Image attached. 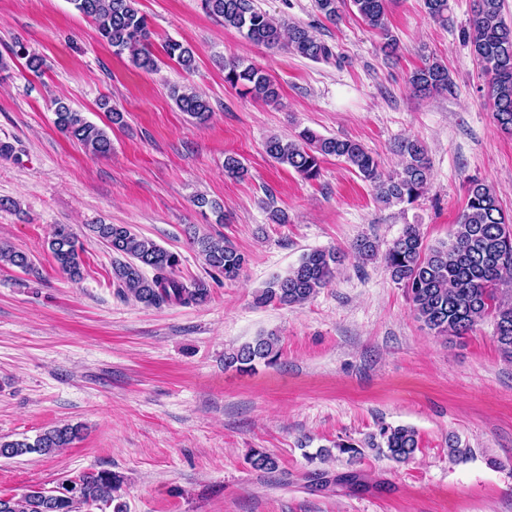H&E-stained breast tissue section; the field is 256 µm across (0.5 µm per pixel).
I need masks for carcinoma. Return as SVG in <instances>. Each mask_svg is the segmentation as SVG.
Here are the masks:
<instances>
[{"mask_svg":"<svg viewBox=\"0 0 512 512\" xmlns=\"http://www.w3.org/2000/svg\"><path fill=\"white\" fill-rule=\"evenodd\" d=\"M207 14L236 29L249 43L267 48H285L313 61H327L332 49L309 28L286 23L257 9L252 0H200ZM389 0H315L317 11L334 23L347 5H352L368 27L385 36L384 48L394 54L399 44L389 34L386 16ZM504 0H474L470 28L464 41L490 80V96L497 125L512 134V24L503 16ZM82 15L94 20L100 38L116 55H127L131 63L145 72H155L160 59L152 51L150 23L137 8V0H70ZM428 15L442 26L448 25L449 0H424ZM166 56L183 69L195 67L191 48L178 41L165 43ZM224 82L266 102L278 100L273 81L259 68L239 57L224 59ZM408 83L412 90L430 94L447 92L452 87L448 67L428 59L415 70ZM177 108L202 124L209 120L211 107L193 88H171ZM56 126L70 140L81 144L96 156L112 153L108 132L88 121L82 113L57 102ZM266 154L278 164H286L306 180H316L321 160L334 156L369 182L378 201L385 204H412L423 196L430 180V162L424 144L406 138L398 144L401 168L386 173L380 161L360 142L339 137H325L304 129L291 139L271 136L265 142ZM94 237L104 242L115 255L112 276L119 292L133 297L146 307L164 305H200L210 296L209 285L202 279L182 281L177 270L179 255L153 240L135 233L128 224H92ZM189 240L205 263L226 282L237 281L247 259L233 245L214 239L192 226ZM49 248L58 268L72 280L82 278L83 244L66 224L54 227ZM362 262L381 259L392 280L405 288L416 318L433 335L444 340L461 339L487 316L495 322V337L502 354L512 359V300L500 296V287L512 281V218H507L498 204L492 185L480 179L468 183L467 202L455 232L447 242L424 245L414 224L379 253L369 237L354 245ZM0 262L26 269L28 255L8 246H0ZM341 264L339 252L313 250L302 255L298 264L283 275H275L255 295V304L301 305L320 290L330 286ZM150 269L152 276L145 275ZM278 338L259 335L224 354V366L239 372H251L259 364L273 365L279 357ZM77 429L64 425L37 436L34 442H0V456L13 458L29 453L49 454L68 445ZM380 442L369 440L385 456L406 462L419 449V439L411 427H382ZM258 471L273 472L278 461L263 449H253L248 458ZM123 476L110 470L85 472L69 481L63 490L30 489L20 496L1 497L0 512H82L93 505L113 507L125 512L119 491Z\"/></svg>","mask_w":512,"mask_h":512,"instance_id":"1","label":"carcinoma"}]
</instances>
